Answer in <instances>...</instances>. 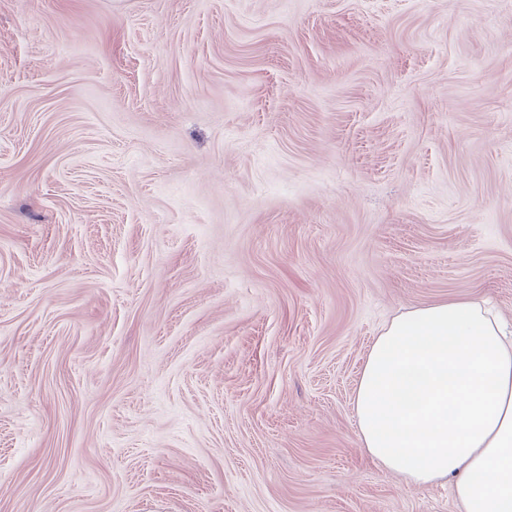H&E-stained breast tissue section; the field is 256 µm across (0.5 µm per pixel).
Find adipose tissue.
I'll return each instance as SVG.
<instances>
[{
    "instance_id": "ef3b65f1",
    "label": "adipose tissue",
    "mask_w": 512,
    "mask_h": 512,
    "mask_svg": "<svg viewBox=\"0 0 512 512\" xmlns=\"http://www.w3.org/2000/svg\"><path fill=\"white\" fill-rule=\"evenodd\" d=\"M364 452L406 485L451 481L462 512H512V337L479 304L395 317L354 396Z\"/></svg>"
}]
</instances>
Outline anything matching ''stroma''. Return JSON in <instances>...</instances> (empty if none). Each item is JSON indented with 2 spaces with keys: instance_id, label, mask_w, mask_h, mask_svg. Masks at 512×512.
Here are the masks:
<instances>
[{
  "instance_id": "stroma-1",
  "label": "stroma",
  "mask_w": 512,
  "mask_h": 512,
  "mask_svg": "<svg viewBox=\"0 0 512 512\" xmlns=\"http://www.w3.org/2000/svg\"><path fill=\"white\" fill-rule=\"evenodd\" d=\"M455 299L512 323V0H0V512H461L353 409Z\"/></svg>"
}]
</instances>
